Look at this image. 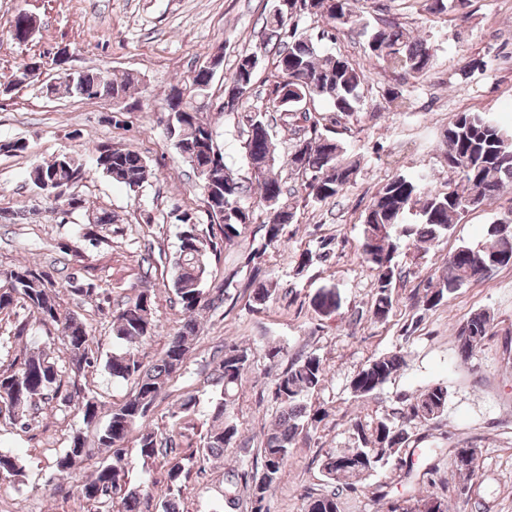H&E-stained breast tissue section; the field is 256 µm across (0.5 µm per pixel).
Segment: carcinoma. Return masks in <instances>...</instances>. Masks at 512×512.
<instances>
[{
    "mask_svg": "<svg viewBox=\"0 0 512 512\" xmlns=\"http://www.w3.org/2000/svg\"><path fill=\"white\" fill-rule=\"evenodd\" d=\"M270 11L262 22V43L239 54L229 84L243 92L253 88L265 63V54L274 53L273 70L267 76V89L262 109L246 116L243 149L250 177L240 178L228 166L224 152L216 142L211 124L200 117L193 100L205 95L211 80L203 70L194 71L187 80L171 86L167 98H176L183 109L174 112L167 131L183 160L201 181L210 221L219 225L222 237L217 243L202 233L199 222L185 212L175 217L180 224L179 248L175 257L173 290L182 319L170 336L162 355L147 366L138 356V348L153 335L151 319L153 296L149 288L138 289L136 295L112 312V336L125 345V350L102 357L91 347L92 329L75 312L64 313L58 302L56 284L50 275L29 265H19L0 275V314L21 307L29 310L45 328H53L66 355L65 366L40 347L26 352L8 368L0 370V416L27 430L35 421L42 404L55 400L74 409L84 424L95 428L97 447L108 456L94 473L80 485V496L86 504L102 503L110 494L123 491L119 512H141V489L122 487L125 478V442L139 425L156 398L165 390L170 378L186 364L194 341L200 334L203 311L213 310L231 299L230 287L235 276L224 281V290L207 294L204 284L211 274V256L219 244L231 248L253 223L255 209L273 199L280 218H266L259 226L262 243L246 258L249 269L244 288L251 290L252 301L264 306L275 298L278 283L260 278L267 249L281 241L284 227L293 222L297 202L285 190L282 179L274 173L283 162L288 169L305 177L307 203H322L337 197L354 183L360 160L352 158L346 145L336 137V127L360 122L359 90L365 81L359 65L341 53L322 54L318 50L329 32L340 27L356 30L366 36L365 53L393 70H402L414 79L425 76L433 67L434 50L426 41L410 36L393 20H370L363 10L364 0H300ZM470 0H426L425 11L435 17L448 11L465 12ZM309 18L321 28L317 35L299 30L302 19ZM99 71L88 69L67 73L57 82L47 84V92L76 95L83 99L109 98L116 105L127 103L130 89L138 83L132 73L112 74L98 80ZM325 103L332 115L330 125L317 118V104ZM277 114L280 127L293 136V147L286 158L279 155L276 126L269 116ZM443 153L448 169L461 175L462 186L443 191L432 188L425 178L398 175L384 183L365 211L359 241L362 263L375 277V293L371 318L388 319L397 302L394 283L405 277L397 262L403 241L431 246L448 235L455 221L471 208L483 205L504 192L512 184V126L480 112H461L443 133ZM93 171L133 190L153 178L147 161L136 151L113 144H101ZM86 170L74 157L62 154L54 160L32 166L30 183L46 197L61 201L71 212L85 207L80 197L62 198L63 189L82 179ZM507 216L496 218L487 229L488 242L482 245L462 244L448 255L439 274L428 278L425 294L416 296L412 307L429 311L472 281L483 280L512 259V232L500 224ZM71 294L79 299L96 300L98 288L78 273L69 277ZM314 310L329 315L339 309L341 298L336 288H322L311 299ZM491 335L490 317L485 312L472 313L458 327L455 336L458 354L468 360L482 348ZM211 385L217 393L210 403L211 424L201 436L195 450L205 460L224 455V450L238 445L245 450L248 442L240 439L238 424L231 417L238 383L249 367L248 349L236 344L217 351ZM114 382L133 381L134 388L125 400L112 409L108 421L99 425L96 398L81 389H63L62 373L83 375L97 365ZM404 366L399 352L383 354L369 360L350 381V389L359 399L377 394ZM326 368L314 352L298 354L288 361V368L276 375L272 398L279 407V417L261 441L251 461L252 474L246 485L247 500L236 492L233 479L224 488L223 512H238L248 505L250 512H271L270 498L280 479L294 443L321 422L327 412L314 408L309 398L325 382ZM448 404V387L434 384L397 404L382 414L356 421L352 436L355 447L328 452L321 470L335 488L326 493L305 490L303 512H340V491L352 482L371 476L380 467L400 457L412 442V425L439 418ZM137 456L144 474H150L160 459L168 465V494L160 502V512H179L176 496L193 476V456L171 457L175 452L171 439L152 429L139 431ZM89 453L86 438L76 433L68 448L56 457L55 466L68 473L78 460ZM467 449H451L452 465L468 480L457 490L463 505H469V481L477 477L479 462L466 456ZM24 466L18 456L0 452V478L23 476ZM388 512H448L445 500L434 491L403 503L390 505Z\"/></svg>",
    "mask_w": 512,
    "mask_h": 512,
    "instance_id": "obj_1",
    "label": "carcinoma"
}]
</instances>
